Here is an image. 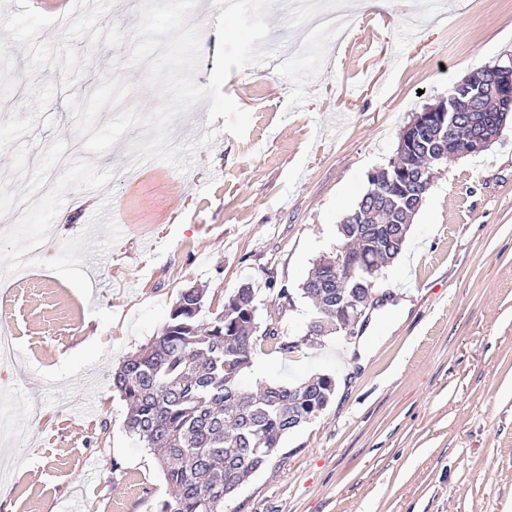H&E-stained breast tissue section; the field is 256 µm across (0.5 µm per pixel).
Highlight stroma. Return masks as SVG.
<instances>
[{
	"instance_id": "obj_1",
	"label": "stroma",
	"mask_w": 512,
	"mask_h": 512,
	"mask_svg": "<svg viewBox=\"0 0 512 512\" xmlns=\"http://www.w3.org/2000/svg\"><path fill=\"white\" fill-rule=\"evenodd\" d=\"M123 2L83 0L60 29L42 0H0V221L21 197L45 233L23 277L19 239L0 236V327L16 352L0 364V411L20 433L0 436V512H155L168 488L126 430L112 372L161 334L181 289H206L217 312L244 284L261 323L297 343L257 355L244 385L328 373L336 393L224 512H512V130L440 167L354 336L307 341L298 291L335 256L338 224L413 115L512 60V0H383L373 13L343 0L354 27L339 44L314 39L313 15L267 9L272 33L312 52L232 71L223 91L251 116L245 137L208 124V101L192 104L169 140L195 144L194 166L150 160L119 182L142 129L85 152L66 98L127 59L140 16ZM217 16L213 0L191 16L200 85ZM122 76L127 105L150 118L164 97L145 66Z\"/></svg>"
}]
</instances>
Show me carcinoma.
Instances as JSON below:
<instances>
[{"mask_svg": "<svg viewBox=\"0 0 512 512\" xmlns=\"http://www.w3.org/2000/svg\"><path fill=\"white\" fill-rule=\"evenodd\" d=\"M498 114L497 102L477 93L458 112L460 123L477 132ZM441 143L426 132L377 175L381 183L396 177V167L415 168L431 157ZM426 193L408 182L394 194L368 185L355 207L350 233L361 242L358 266L344 269L358 280V267L379 270L392 263L404 243L390 242L386 230L399 228V208ZM329 259L317 261L299 288L312 304L310 321L336 314V288L325 278ZM229 301L240 302L202 318L207 303L202 288H184L172 306L160 336L127 357L112 374V388L126 403L127 431L153 454L169 489L158 512H224L232 496L269 462L283 438L290 434L288 417H298L311 403L331 400L335 378L315 374L299 383H269L255 389L239 384L252 367L257 345L288 354L296 348L279 332L257 330L255 294L239 288Z\"/></svg>", "mask_w": 512, "mask_h": 512, "instance_id": "cac0c4a2", "label": "carcinoma"}]
</instances>
